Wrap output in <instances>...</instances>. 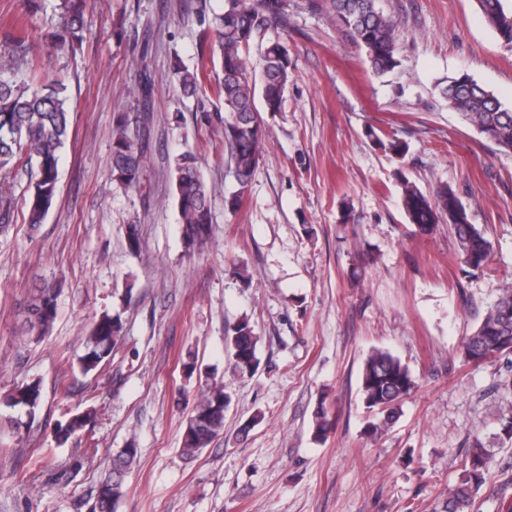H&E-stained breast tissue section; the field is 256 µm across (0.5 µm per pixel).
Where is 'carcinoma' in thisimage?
I'll return each mask as SVG.
<instances>
[{"instance_id": "carcinoma-1", "label": "carcinoma", "mask_w": 512, "mask_h": 512, "mask_svg": "<svg viewBox=\"0 0 512 512\" xmlns=\"http://www.w3.org/2000/svg\"><path fill=\"white\" fill-rule=\"evenodd\" d=\"M329 11L349 39L364 49L372 71L383 75L394 70L399 61L396 53V32L402 20L386 14L378 0H325ZM488 24L504 43L512 44V10L502 0H477ZM288 0H224L222 12L214 15L204 29L201 53L211 52L221 62L218 93L224 97V157L236 182L237 189L228 199L236 208L253 178L266 136L264 120L256 107L261 99L264 111H281L289 81L291 61L288 50L280 42H271L261 49V80H256L255 67L249 53L255 41L274 25L287 26ZM86 0H59V23L48 34L50 42L71 51L84 40V10ZM26 56L24 39L13 40V48L0 64V172L10 174L20 161L36 166V181L28 206V224L35 228L47 217L57 194L60 151L70 128V105L67 86L59 78L47 75L34 82L18 78L20 58ZM181 91L194 95L201 85L200 75L187 69L177 70ZM441 93L448 108L461 114L487 139L505 152H512V110L466 72H457L444 81ZM143 124L150 121V100L153 84L144 79L139 86ZM383 149L401 157L408 145L396 134L379 141ZM112 181L124 189L139 186L143 176L142 147L136 136L129 133L124 115H119L112 135L110 157ZM174 191L182 226V237L191 241L192 250L203 247L212 233L209 195L197 170L195 155L186 151L178 156L174 168ZM403 207L406 216L420 234L430 233L436 224L448 221L464 262L473 267L484 266L490 256V244L471 224L465 205L456 193L446 187L432 199L427 198L410 182H403ZM13 220L12 200L0 195V235H5ZM58 289H39L27 307L25 325L32 339L47 336L57 317ZM123 324L120 315L103 313L85 337V352L80 357V369L88 374L112 355L121 339ZM512 338V283H507L491 304L475 331L464 338L462 348L477 359L493 358L504 353L501 339ZM224 344L234 370L253 375L260 366L257 355L258 337L249 322L241 321L224 333ZM416 382L407 367L388 351L375 350L365 361L361 375V390L365 407L378 411L383 419L371 422V434L384 431L411 394ZM41 399V383L32 381L18 385L0 398L10 408L35 410ZM230 398L224 385L215 384L197 396L191 416L182 436V455L192 458L224 432V412ZM91 413L81 412L56 425V437L61 443L80 438ZM334 421L324 406L314 416V436L326 437ZM494 445L475 438L468 453V468L458 483L448 491L443 512H472L476 494L486 480ZM134 444L112 456V474L99 483L90 512H116L125 495L124 478L137 461Z\"/></svg>"}]
</instances>
